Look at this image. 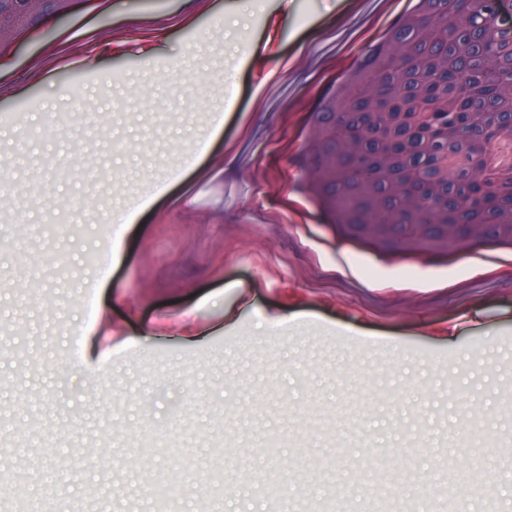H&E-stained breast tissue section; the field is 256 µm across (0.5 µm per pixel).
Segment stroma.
Returning a JSON list of instances; mask_svg holds the SVG:
<instances>
[{
    "label": "stroma",
    "instance_id": "35a3bbf8",
    "mask_svg": "<svg viewBox=\"0 0 512 512\" xmlns=\"http://www.w3.org/2000/svg\"><path fill=\"white\" fill-rule=\"evenodd\" d=\"M76 2L0 86V475L62 512H158L170 473L169 512H512V280L386 288L286 207L372 0ZM181 480L175 476H165L156 482L154 486V496L160 502L162 511L166 508L167 504L174 499L180 492Z\"/></svg>",
    "mask_w": 512,
    "mask_h": 512
}]
</instances>
